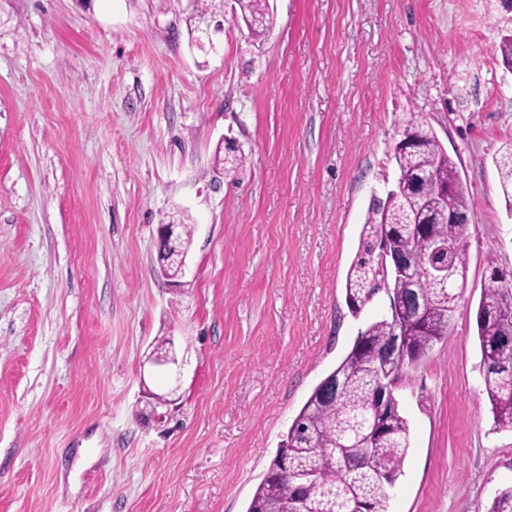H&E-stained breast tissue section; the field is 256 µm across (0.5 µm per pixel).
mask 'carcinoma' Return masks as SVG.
<instances>
[{
    "mask_svg": "<svg viewBox=\"0 0 512 512\" xmlns=\"http://www.w3.org/2000/svg\"><path fill=\"white\" fill-rule=\"evenodd\" d=\"M241 16L254 36L273 25L268 0H236ZM410 143L395 145L393 158L404 190L395 198L374 201L360 233V252L345 282V301L354 315L376 297L373 284L383 279L375 249L381 243L412 261L410 276L421 290L424 308L418 315L393 308L404 282L389 278L388 313L360 330L340 363L313 389L293 419L269 471L258 484L247 512H291L300 500L305 512H388L390 490L402 474L410 448V427L398 400L384 415L373 408V394L396 390L413 357L450 336L452 319L460 305L463 285L452 272L466 258L467 224H451L438 217L439 190H451L448 206L469 209L456 163L433 128L422 116L403 121ZM244 160L228 146L215 163L229 172ZM496 165L499 188L512 212V148ZM442 249L432 253L428 238ZM482 291L476 312L481 364L495 367L482 373L483 391L495 423L512 429V351L498 347L501 326L512 317V284L494 281ZM401 338L403 356L384 362L373 358L393 337ZM486 512H512V486L494 496Z\"/></svg>",
    "mask_w": 512,
    "mask_h": 512,
    "instance_id": "cac0c4a2",
    "label": "carcinoma"
}]
</instances>
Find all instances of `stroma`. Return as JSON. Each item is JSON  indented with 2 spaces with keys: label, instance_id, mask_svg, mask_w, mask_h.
I'll list each match as a JSON object with an SVG mask.
<instances>
[{
  "label": "stroma",
  "instance_id": "35a3bbf8",
  "mask_svg": "<svg viewBox=\"0 0 512 512\" xmlns=\"http://www.w3.org/2000/svg\"><path fill=\"white\" fill-rule=\"evenodd\" d=\"M224 0H0V512H246L312 389L387 307L345 277L406 113L455 161L472 223L447 340L398 390L411 447L391 512H486L512 431L480 380L476 311L512 271L496 160L512 145L503 0H270L252 36ZM245 162L214 163L223 137ZM187 223L180 285L156 231ZM190 361L169 421L147 416ZM146 365H148L149 369L157 368L160 366H168L169 370L173 375V382L170 389L167 392L168 397H160L156 398L153 403V418L158 422L162 423L166 417V412H158V408H167L171 405H174L176 401L179 399L177 396V392L180 389L181 379L184 376L185 367L188 365L187 358L182 356L180 359L176 352L170 354H157L156 352L151 351L145 356V359L142 361L140 365V373L145 376Z\"/></svg>",
  "mask_w": 512,
  "mask_h": 512
}]
</instances>
